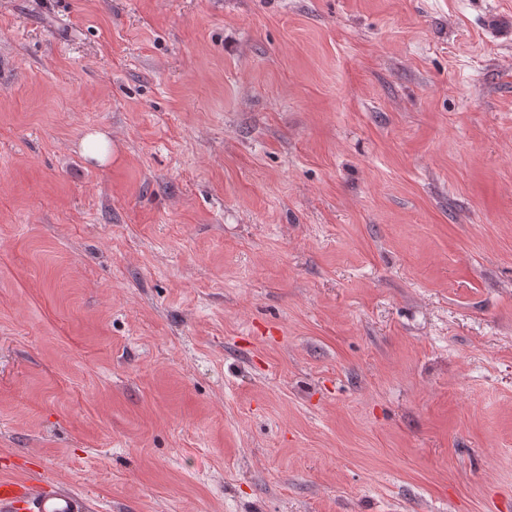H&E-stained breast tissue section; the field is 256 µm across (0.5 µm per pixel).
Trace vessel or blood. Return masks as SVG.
Instances as JSON below:
<instances>
[{"label": "vessel or blood", "instance_id": "1", "mask_svg": "<svg viewBox=\"0 0 512 512\" xmlns=\"http://www.w3.org/2000/svg\"><path fill=\"white\" fill-rule=\"evenodd\" d=\"M89 502L54 484L0 479V512H88Z\"/></svg>", "mask_w": 512, "mask_h": 512}]
</instances>
